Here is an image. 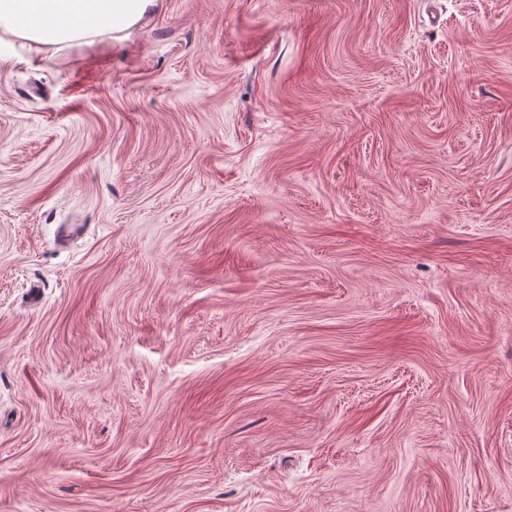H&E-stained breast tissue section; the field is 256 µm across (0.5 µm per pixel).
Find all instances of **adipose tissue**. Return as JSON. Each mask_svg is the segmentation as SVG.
Listing matches in <instances>:
<instances>
[{
  "label": "adipose tissue",
  "instance_id": "adipose-tissue-1",
  "mask_svg": "<svg viewBox=\"0 0 512 512\" xmlns=\"http://www.w3.org/2000/svg\"><path fill=\"white\" fill-rule=\"evenodd\" d=\"M154 0H0V32L34 48L78 43L124 31Z\"/></svg>",
  "mask_w": 512,
  "mask_h": 512
}]
</instances>
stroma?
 Wrapping results in <instances>:
<instances>
[{"instance_id": "1", "label": "stroma", "mask_w": 512, "mask_h": 512, "mask_svg": "<svg viewBox=\"0 0 512 512\" xmlns=\"http://www.w3.org/2000/svg\"><path fill=\"white\" fill-rule=\"evenodd\" d=\"M0 512H512V0L0 34Z\"/></svg>"}]
</instances>
